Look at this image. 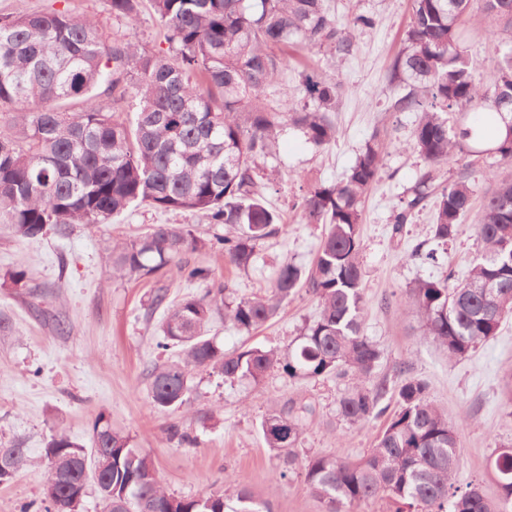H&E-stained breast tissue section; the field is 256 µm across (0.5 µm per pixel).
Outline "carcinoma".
Wrapping results in <instances>:
<instances>
[{
	"label": "carcinoma",
	"instance_id": "obj_1",
	"mask_svg": "<svg viewBox=\"0 0 512 512\" xmlns=\"http://www.w3.org/2000/svg\"><path fill=\"white\" fill-rule=\"evenodd\" d=\"M145 2L165 30L166 53L129 37L110 39L92 18L68 9L0 14V112L11 110V122L0 130V219L17 236L35 239L49 228L66 237L77 225L108 224L138 205L201 212L209 223L224 225L210 247L224 252L226 265L245 269L259 243L279 231L280 215L258 183L272 140L292 126L316 146L332 142L330 113L347 92L341 81L305 70L302 106L269 99L267 89L288 69V48H325L346 60L358 31L375 20L356 14L342 23L328 0H108L112 17L131 29ZM473 2L412 0L403 47L388 71L389 81L403 88L390 109L416 113L411 145L424 162L411 197L394 216L393 234L433 204L434 247L411 252L432 264L448 258V243L474 194L465 175L433 192L436 171L459 153L480 157L488 148L497 160L512 161V0H481L508 35L488 81L459 47L473 24ZM471 113L497 124L495 139L467 122ZM385 150L375 131L342 182L303 190L296 203L302 220L324 226L315 262L280 265L262 295L232 299L230 281L216 284L208 269L190 265L187 254L202 241L183 225L153 224L134 239L113 242L115 278L157 279L174 270L205 284L202 293L176 304L168 302L167 289L154 291L152 308L163 310L159 347L177 351V358L147 370L157 409L184 408L197 370L232 385L258 383L277 368L294 380L352 376L336 405L344 424L365 425L386 412L382 400L390 385L376 378L381 352L362 327L359 230L362 198L380 178ZM474 236L479 257L464 281L448 274L408 292L425 335L450 359L469 355L512 318V180L485 195ZM300 288L317 298L319 311L285 350L226 354L205 335L221 309L224 324L249 334ZM397 404L362 458L308 461L306 482L327 512H355L378 497L389 499L394 512H512V454L490 458L496 499L477 483L462 487L458 428L430 401L427 382L402 380ZM314 414L305 401L268 412L260 424L266 446L294 463L292 449ZM107 453L112 470L96 483L100 512H226L224 492L192 499L167 493L154 461L102 416L93 424L91 448L65 436L45 448L61 475L56 497H85L84 468ZM7 454L1 484L27 462L23 448ZM232 498V512H270L244 488Z\"/></svg>",
	"mask_w": 512,
	"mask_h": 512
}]
</instances>
